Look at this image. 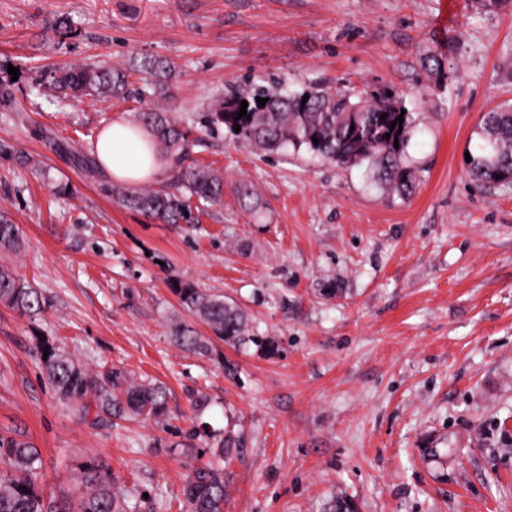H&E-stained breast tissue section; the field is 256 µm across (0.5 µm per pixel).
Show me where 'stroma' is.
Here are the masks:
<instances>
[{"mask_svg": "<svg viewBox=\"0 0 512 512\" xmlns=\"http://www.w3.org/2000/svg\"><path fill=\"white\" fill-rule=\"evenodd\" d=\"M443 2L0 0L12 91L0 214L24 239L0 266L50 299L33 319L0 305V434L40 449L46 494H81L95 464L138 512H179L191 472L229 435L224 512H321L335 496L356 512H512V188H476L465 160L482 114L512 103V4L478 15L456 0L439 27ZM430 50L454 65L446 86L425 68ZM145 55L174 68L166 103L193 158L224 172L222 205L192 224L118 206L106 177L56 146L90 149L142 104L62 98L54 71ZM317 78L391 86L416 112L410 197L366 168L264 153L199 122L250 84ZM180 280L239 304L261 344L179 348ZM39 336L162 382L168 421L94 426L63 411Z\"/></svg>", "mask_w": 512, "mask_h": 512, "instance_id": "stroma-1", "label": "stroma"}]
</instances>
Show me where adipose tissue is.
<instances>
[{
    "label": "adipose tissue",
    "instance_id": "1",
    "mask_svg": "<svg viewBox=\"0 0 512 512\" xmlns=\"http://www.w3.org/2000/svg\"><path fill=\"white\" fill-rule=\"evenodd\" d=\"M145 130L133 129L120 120L113 121L100 135L96 164L108 177L132 187L157 180L163 167L151 156Z\"/></svg>",
    "mask_w": 512,
    "mask_h": 512
}]
</instances>
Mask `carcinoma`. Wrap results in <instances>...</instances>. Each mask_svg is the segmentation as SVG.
I'll use <instances>...</instances> for the list:
<instances>
[{
	"label": "carcinoma",
	"instance_id": "carcinoma-1",
	"mask_svg": "<svg viewBox=\"0 0 512 512\" xmlns=\"http://www.w3.org/2000/svg\"><path fill=\"white\" fill-rule=\"evenodd\" d=\"M426 66L446 80L450 66L442 54L432 51ZM170 67L144 56L129 68L104 62L83 68H62L53 76L54 88L63 95L80 97H135L144 102L164 93ZM308 100H303V97ZM267 99L265 106L256 98ZM247 113L236 119L242 101ZM403 118L402 130L391 123ZM413 116L400 93L389 86L359 89L346 82H309L300 91L253 87L224 98L204 115V127L225 126L237 142L265 152L288 146L306 147L313 155L340 167L368 165L382 189L404 198L416 188L417 176L407 163V146ZM137 125L152 137L156 155L165 161L172 175L169 187L135 189L106 186L104 191L127 209L144 212L166 223L192 222L191 202L214 205L224 197V175L209 165L189 161V130L168 112L147 106L138 112ZM240 131H235V126ZM318 143H313V139ZM479 152L471 156L468 171L475 186L512 187V105L483 114ZM399 148H394V144ZM21 246L17 225L0 216V250L16 251ZM180 306L206 325L213 336L235 346L261 339L250 334L246 312L234 302L191 282L179 281L173 288ZM0 304L31 317L49 307V298L33 284L0 268ZM177 346L200 354L209 351L210 337L189 325L174 331ZM45 377L58 402L92 424L114 417L126 420L167 419L166 388L143 383L119 367L91 370L55 342L36 338ZM40 451L34 445L0 435V512H134L123 495L114 491L111 476L99 467L92 491L71 500L46 497L40 484ZM224 468L211 463L199 465L184 489L186 512H224Z\"/></svg>",
	"mask_w": 512,
	"mask_h": 512
}]
</instances>
